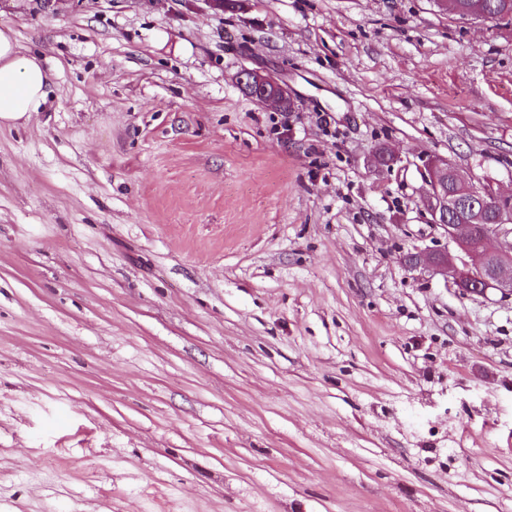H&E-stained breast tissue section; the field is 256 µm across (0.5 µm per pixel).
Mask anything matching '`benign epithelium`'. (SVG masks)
I'll return each mask as SVG.
<instances>
[{"mask_svg":"<svg viewBox=\"0 0 512 512\" xmlns=\"http://www.w3.org/2000/svg\"><path fill=\"white\" fill-rule=\"evenodd\" d=\"M237 83L262 103L288 106V89L259 71L242 70ZM416 168L426 185L421 204L458 255L427 249L415 253L408 267L429 268L474 294H512V193L474 183L440 156H423Z\"/></svg>","mask_w":512,"mask_h":512,"instance_id":"7a95c632","label":"benign epithelium"}]
</instances>
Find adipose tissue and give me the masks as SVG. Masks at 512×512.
I'll list each match as a JSON object with an SVG mask.
<instances>
[{
	"label": "adipose tissue",
	"instance_id": "adipose-tissue-1",
	"mask_svg": "<svg viewBox=\"0 0 512 512\" xmlns=\"http://www.w3.org/2000/svg\"><path fill=\"white\" fill-rule=\"evenodd\" d=\"M52 74L27 54L12 29L0 28V127L29 122L45 103Z\"/></svg>",
	"mask_w": 512,
	"mask_h": 512
}]
</instances>
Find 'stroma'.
<instances>
[{
    "label": "stroma",
    "instance_id": "1",
    "mask_svg": "<svg viewBox=\"0 0 512 512\" xmlns=\"http://www.w3.org/2000/svg\"><path fill=\"white\" fill-rule=\"evenodd\" d=\"M0 26L55 72L0 129V512H512V296L403 263L446 244L418 157L512 191V24L0 0ZM237 83L262 103H274L280 108L288 107V89L259 71L243 69L238 75Z\"/></svg>",
    "mask_w": 512,
    "mask_h": 512
}]
</instances>
